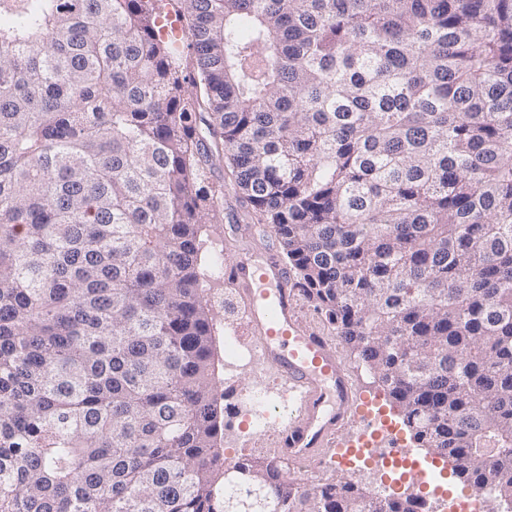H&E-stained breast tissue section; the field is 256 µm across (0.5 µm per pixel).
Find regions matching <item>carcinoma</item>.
<instances>
[{
  "label": "carcinoma",
  "instance_id": "carcinoma-1",
  "mask_svg": "<svg viewBox=\"0 0 512 512\" xmlns=\"http://www.w3.org/2000/svg\"><path fill=\"white\" fill-rule=\"evenodd\" d=\"M222 166L418 447L511 501L512 0H0V512H417L220 463Z\"/></svg>",
  "mask_w": 512,
  "mask_h": 512
}]
</instances>
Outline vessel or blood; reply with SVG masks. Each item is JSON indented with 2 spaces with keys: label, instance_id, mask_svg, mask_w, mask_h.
Wrapping results in <instances>:
<instances>
[{
  "label": "vessel or blood",
  "instance_id": "vessel-or-blood-1",
  "mask_svg": "<svg viewBox=\"0 0 512 512\" xmlns=\"http://www.w3.org/2000/svg\"><path fill=\"white\" fill-rule=\"evenodd\" d=\"M224 281L245 304L247 326L267 364L278 369L300 410L281 426L278 447L289 459L326 454L361 396L353 391L334 344L302 321L286 268L268 257H241Z\"/></svg>",
  "mask_w": 512,
  "mask_h": 512
}]
</instances>
